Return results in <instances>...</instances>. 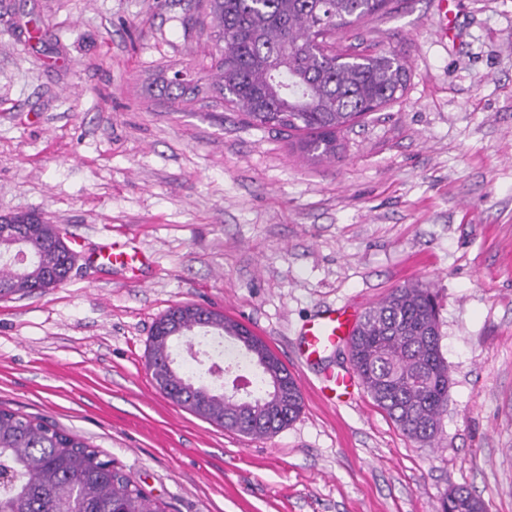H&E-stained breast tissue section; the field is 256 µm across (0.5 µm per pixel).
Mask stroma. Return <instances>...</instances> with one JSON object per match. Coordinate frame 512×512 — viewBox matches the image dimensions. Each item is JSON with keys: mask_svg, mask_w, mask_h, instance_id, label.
<instances>
[{"mask_svg": "<svg viewBox=\"0 0 512 512\" xmlns=\"http://www.w3.org/2000/svg\"><path fill=\"white\" fill-rule=\"evenodd\" d=\"M194 4L0 0V216L48 218L76 254L63 285L0 299V407L80 436L164 512H437L458 485L512 512V0H390L345 28L411 79L332 161L230 106L161 96V70L211 51ZM112 237L147 263L95 265ZM406 284L435 295L448 363L431 445L367 392L320 397L346 346L312 368L294 352L324 307L362 313ZM185 303L269 344L303 396L294 422L245 437L157 390L152 325Z\"/></svg>", "mask_w": 512, "mask_h": 512, "instance_id": "stroma-1", "label": "stroma"}]
</instances>
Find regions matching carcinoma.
<instances>
[{"label":"carcinoma","instance_id":"1","mask_svg":"<svg viewBox=\"0 0 512 512\" xmlns=\"http://www.w3.org/2000/svg\"><path fill=\"white\" fill-rule=\"evenodd\" d=\"M387 0H198L199 33L211 39L208 73L186 86L163 80L172 102L216 94L257 127L302 133L313 159L336 158L337 133L403 94L408 70L389 50L356 53L334 37L367 19ZM76 254L63 228L34 214L0 236V297L32 295L69 279ZM187 328L203 325L237 340V359L259 371V388L224 396L173 367L174 337L154 323L147 366L156 387L192 414L251 437L273 435L302 412L296 378L259 336L224 313L196 304L173 308ZM349 356L376 405L409 438L434 442L448 406V364L440 345L433 293L422 285L394 289L369 308L349 338ZM0 512H161L156 499L76 435L47 420L0 408ZM440 512H486L466 486L446 493Z\"/></svg>","mask_w":512,"mask_h":512}]
</instances>
